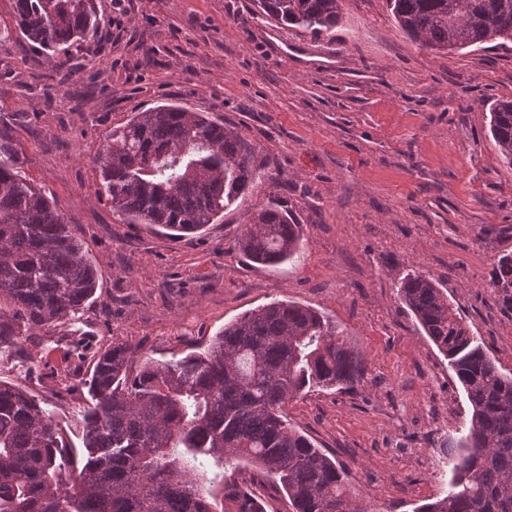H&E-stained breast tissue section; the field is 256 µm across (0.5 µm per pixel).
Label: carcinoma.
I'll use <instances>...</instances> for the list:
<instances>
[{
    "mask_svg": "<svg viewBox=\"0 0 512 512\" xmlns=\"http://www.w3.org/2000/svg\"><path fill=\"white\" fill-rule=\"evenodd\" d=\"M283 26L330 32L342 0H255ZM399 27L438 51L512 41V0H389ZM16 32L51 52H92L103 16L94 0H12ZM490 134L512 169V100L490 105ZM99 184L125 224L175 237L214 224L261 179L245 143L202 112L162 104L112 130L96 157ZM253 262L277 266L300 254L299 225L278 203L257 209L237 241ZM97 271L50 197L22 174L18 143L0 115V343L76 318ZM489 286L512 313V254ZM397 293L448 365L471 407L461 435L443 444L451 471L444 497L415 512H512V371L477 341L447 290L408 274ZM115 345L88 384L87 457L74 465L50 416L21 387L0 381V512H263L232 472L259 468L293 512H357L347 469L288 421L305 388L347 391L366 365L344 331L313 309L274 302L224 325L203 353L164 363Z\"/></svg>",
    "mask_w": 512,
    "mask_h": 512,
    "instance_id": "1",
    "label": "carcinoma"
}]
</instances>
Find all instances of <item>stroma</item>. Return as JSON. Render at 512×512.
Returning a JSON list of instances; mask_svg holds the SVG:
<instances>
[{"instance_id": "1", "label": "stroma", "mask_w": 512, "mask_h": 512, "mask_svg": "<svg viewBox=\"0 0 512 512\" xmlns=\"http://www.w3.org/2000/svg\"><path fill=\"white\" fill-rule=\"evenodd\" d=\"M96 2L107 23L93 54L59 69L22 38L0 51V113L24 170L98 275L78 319L0 344V381L35 396L79 460L95 403L80 380L101 351L178 359L243 313L293 301L343 328L368 370L354 391L289 403L291 423L381 512L445 496L441 445L471 408L396 287L410 273L436 279L512 370V314L488 288L494 261L512 253V171L488 135L490 104L512 98V42L423 47L387 0H343L329 33L258 18L253 0ZM171 101L236 131L264 175L219 223L181 238L122 223L95 193L106 135ZM270 201L303 241L301 258L275 267L237 246Z\"/></svg>"}]
</instances>
